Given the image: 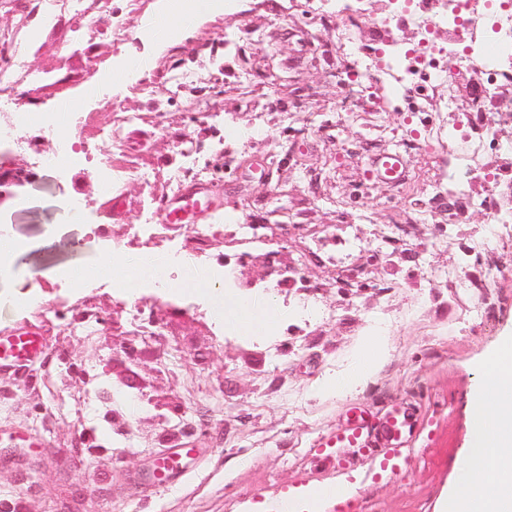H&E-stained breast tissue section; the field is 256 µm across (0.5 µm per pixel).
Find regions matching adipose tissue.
Segmentation results:
<instances>
[{"instance_id": "ef3b65f1", "label": "adipose tissue", "mask_w": 512, "mask_h": 512, "mask_svg": "<svg viewBox=\"0 0 512 512\" xmlns=\"http://www.w3.org/2000/svg\"><path fill=\"white\" fill-rule=\"evenodd\" d=\"M387 352L384 336L373 334L361 345L351 373L328 384L345 395L365 385ZM474 428L458 478L441 503V512H512V336L503 338L483 359L469 399Z\"/></svg>"}]
</instances>
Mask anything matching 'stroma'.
<instances>
[{"label": "stroma", "instance_id": "obj_1", "mask_svg": "<svg viewBox=\"0 0 512 512\" xmlns=\"http://www.w3.org/2000/svg\"><path fill=\"white\" fill-rule=\"evenodd\" d=\"M25 0H0V36L14 37L33 78L18 89L25 110L73 103L72 136L150 181L101 194L91 169L52 170L0 203L20 250L0 274V296L17 295L33 273L55 265L99 271L90 295L103 323L82 340L70 332L74 298L46 290L52 311L25 309L12 324L38 329L47 352L34 366L0 372V512H242L288 486L363 478L351 512H436L455 481L472 432L468 394L485 354L512 333V248L479 250L483 224H397L398 190L373 173L383 151L404 153L414 198L443 160L403 93L378 119L338 112L343 85L326 58L331 33L312 36L310 0H233L200 16L178 41L144 38L164 0H82L24 25ZM128 27L116 38L113 26ZM248 28L270 35L257 44ZM241 38L226 45L225 33ZM148 69L130 73L134 55ZM191 67L196 89L170 75ZM166 100L167 120L149 118L145 95ZM119 112L139 115L119 142L107 132ZM198 143L213 166L223 207L211 222L247 295L269 300L271 334H217L205 308L145 303L153 336L131 333V316L100 261L112 239L137 245L177 174L178 144ZM240 152L224 168V149ZM264 225L242 244L237 221ZM111 238L81 248L86 224ZM465 278H455L458 269ZM383 332L388 352L375 376L345 397L321 387L347 374L359 347ZM371 421L395 408L415 432L397 471L366 479L367 451L315 443L347 423L350 407ZM39 439L23 448L21 435ZM200 449L201 465L175 488L132 497L141 477L174 444Z\"/></svg>", "mask_w": 512, "mask_h": 512}]
</instances>
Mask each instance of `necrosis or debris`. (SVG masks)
I'll return each instance as SVG.
<instances>
[{
    "instance_id": "necrosis-or-debris-1",
    "label": "necrosis or debris",
    "mask_w": 512,
    "mask_h": 512,
    "mask_svg": "<svg viewBox=\"0 0 512 512\" xmlns=\"http://www.w3.org/2000/svg\"><path fill=\"white\" fill-rule=\"evenodd\" d=\"M369 10L378 16L369 40L354 39L353 23ZM325 18L335 36L336 67L347 76V97L362 111L387 109L385 97L366 92L363 78L373 77L380 88L397 91L420 75L425 82L409 101L411 111L447 113L449 128L465 130L471 146L466 171L483 181L485 196L477 205L467 199L454 205L447 223H469L471 213L479 210L489 227L512 225V0H341ZM29 77L17 61L0 68V106L7 108L0 140L54 165L60 157L46 155L41 141L27 132L36 126L58 128V113L19 111L14 97ZM469 83L479 87L478 95L465 93ZM489 145L496 148L490 161L485 158ZM221 246L214 232L190 227L177 250L162 254V271L141 278L140 290L164 299L169 280L185 263L207 268L213 287L223 290V266L207 264ZM54 279L55 287L78 300L71 321L74 335L97 332L101 321L83 301L89 275L60 268Z\"/></svg>"
}]
</instances>
